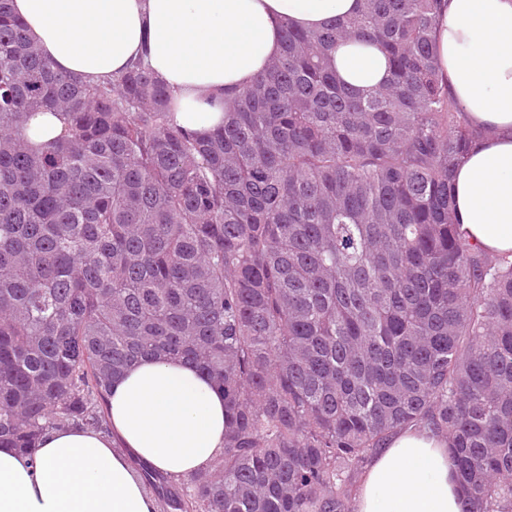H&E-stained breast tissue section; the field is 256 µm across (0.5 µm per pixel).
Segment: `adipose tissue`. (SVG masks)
Here are the masks:
<instances>
[{"instance_id": "ef3b65f1", "label": "adipose tissue", "mask_w": 512, "mask_h": 512, "mask_svg": "<svg viewBox=\"0 0 512 512\" xmlns=\"http://www.w3.org/2000/svg\"><path fill=\"white\" fill-rule=\"evenodd\" d=\"M362 0H14L42 54L89 84L136 64L166 85L174 120L206 135L224 99L277 56L282 20L304 30L354 15ZM440 77L467 123L482 130L453 175L461 235L493 256L512 255V0H446L434 31ZM339 77L369 89L389 77L386 55L357 40L332 56ZM108 432L46 431L32 455L0 448V512H159L136 479L142 459L181 481L224 451V393L183 361L149 357L115 383ZM353 512H462L447 440L394 432L368 463Z\"/></svg>"}]
</instances>
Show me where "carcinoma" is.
Returning a JSON list of instances; mask_svg holds the SVG:
<instances>
[{
    "label": "carcinoma",
    "instance_id": "cac0c4a2",
    "mask_svg": "<svg viewBox=\"0 0 512 512\" xmlns=\"http://www.w3.org/2000/svg\"><path fill=\"white\" fill-rule=\"evenodd\" d=\"M441 0H362L282 48L204 137L137 67L56 70L0 0V447L99 429L144 357L224 392V452L164 512H351L400 429L448 438L462 512H512V260L457 231L452 175L478 132L439 76ZM379 44L347 88L331 53ZM62 113L39 147L28 115ZM332 67L346 84L357 89L377 87L389 77L388 59L380 48L357 40L336 48Z\"/></svg>",
    "mask_w": 512,
    "mask_h": 512
}]
</instances>
